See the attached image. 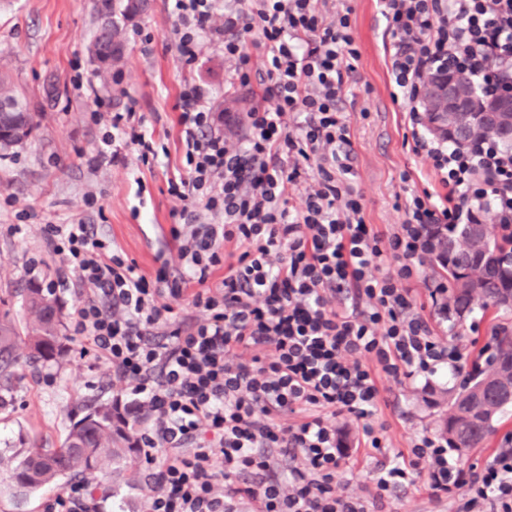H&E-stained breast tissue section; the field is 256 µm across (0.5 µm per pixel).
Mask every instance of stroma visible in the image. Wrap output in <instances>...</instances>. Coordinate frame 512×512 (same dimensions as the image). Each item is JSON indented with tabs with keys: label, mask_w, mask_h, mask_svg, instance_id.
<instances>
[{
	"label": "stroma",
	"mask_w": 512,
	"mask_h": 512,
	"mask_svg": "<svg viewBox=\"0 0 512 512\" xmlns=\"http://www.w3.org/2000/svg\"><path fill=\"white\" fill-rule=\"evenodd\" d=\"M101 0H0V76L6 77L35 114L37 127L23 146L0 158V317L24 325L21 296L26 288L45 287L62 266L48 250L46 224L98 225L110 248L153 276L157 255L178 267L169 228L183 203L168 191V181L184 171L177 140L178 96L185 84L205 88L216 112L231 113L227 135L241 136L240 124L252 95L233 78L220 44L204 38L199 60L188 66L177 51L176 21L167 0H150L145 15L126 29V65L102 85L89 56L99 25ZM349 15L359 50L356 72L339 107L353 143V190L363 198L366 223L393 231L405 218L404 205L415 189L440 191L428 159L407 144V108L393 102L388 59L393 39L376 0H336ZM134 106L156 152L142 162L136 146L116 139L121 162L98 155L110 116ZM82 289L57 288L61 333L66 352L57 361L20 367L14 386L0 391V457L38 443L59 447L74 422L90 408L112 402L110 370L96 362L75 336L72 312ZM512 328V310L473 308L456 317L449 335L459 337L464 353L472 341L486 342L493 328ZM378 385L387 404L371 423L400 450L412 440L440 431L455 378H434L431 388L385 378ZM145 465L117 471L100 466L99 480H112L114 497L105 512H146ZM381 512H446L422 485H403L386 494Z\"/></svg>",
	"instance_id": "stroma-1"
}]
</instances>
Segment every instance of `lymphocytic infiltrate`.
Masks as SVG:
<instances>
[{
    "label": "lymphocytic infiltrate",
    "instance_id": "lymphocytic-infiltrate-1",
    "mask_svg": "<svg viewBox=\"0 0 512 512\" xmlns=\"http://www.w3.org/2000/svg\"><path fill=\"white\" fill-rule=\"evenodd\" d=\"M330 0H228L224 57L263 95L230 141L200 86L177 102L188 173L170 237L180 269L154 277L109 250L94 224H47L46 246L85 291L74 330L112 372V418L148 464L147 512H372L403 484H422L449 512H512V448L483 469L422 436L393 451L370 419L377 379L461 374L459 344L418 311L410 286L435 236L492 214L512 224V151L432 136L418 108L424 81L453 68L481 98L512 84V0H377L394 40L393 83L409 106L410 151L429 159L444 194L413 192L393 232L363 216L350 128L338 108L359 57L347 16ZM216 0H168L177 47L193 63ZM262 49L251 65L249 47ZM304 184L299 205L288 189ZM394 271H387L390 261ZM221 280H214L216 269ZM350 294V306L338 305ZM194 309L182 316L175 300ZM358 420L357 445L383 463L365 496L336 492L346 457L338 416ZM250 483H240L241 475ZM79 482L48 512H104Z\"/></svg>",
    "mask_w": 512,
    "mask_h": 512
}]
</instances>
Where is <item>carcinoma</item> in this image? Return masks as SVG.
<instances>
[{
	"label": "carcinoma",
	"mask_w": 512,
	"mask_h": 512,
	"mask_svg": "<svg viewBox=\"0 0 512 512\" xmlns=\"http://www.w3.org/2000/svg\"><path fill=\"white\" fill-rule=\"evenodd\" d=\"M126 8L127 0H102L99 29L104 31V48L109 52L118 48L112 62L97 69L105 82L125 65L124 31L114 17L124 14ZM0 100L18 107L16 113L0 115V125L11 130L9 141L0 146V151L6 153L27 140L36 124L34 115L28 112L12 86L2 80ZM438 267L448 277V303L454 305L457 312L471 310L476 301L482 308L511 307L508 298L512 296V224H495L485 229L481 248L457 253L448 258V262L438 263ZM455 267L477 272L480 280L478 296H473V288L455 274ZM45 299L47 295L39 288L28 289L24 296L25 335H20L10 321L0 322V389L9 387L16 376L20 364L19 343L28 345V358L34 362L48 363L62 355L60 316L56 315L54 307L42 305ZM495 339L498 346L491 357L470 374L459 392L448 397L444 433L452 447L462 454L480 447L492 430L493 418L512 406V395L499 384L501 377L512 379V332L501 327ZM104 459L129 465L135 463L128 435L115 430L109 419L85 432L69 430L57 448L34 447L15 453L11 474L17 488L36 492L62 480L94 479L99 463Z\"/></svg>",
	"instance_id": "obj_1"
}]
</instances>
